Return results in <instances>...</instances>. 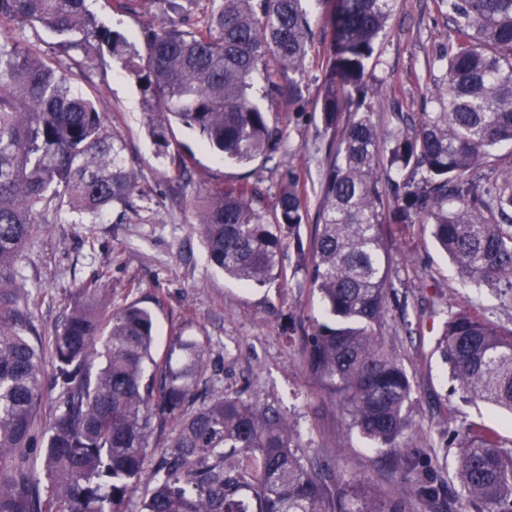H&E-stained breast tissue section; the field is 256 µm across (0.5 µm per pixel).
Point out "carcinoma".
<instances>
[{
  "instance_id": "obj_1",
  "label": "carcinoma",
  "mask_w": 512,
  "mask_h": 512,
  "mask_svg": "<svg viewBox=\"0 0 512 512\" xmlns=\"http://www.w3.org/2000/svg\"><path fill=\"white\" fill-rule=\"evenodd\" d=\"M305 2L212 0L191 23L178 0H117L125 12L167 16L142 28L141 52L98 22L86 0H0V512H411L415 499L451 504L445 483L409 478L407 455L391 466L400 488L393 499L361 479L336 480L328 463L298 453L278 406L245 388L224 391L196 339L175 337L156 360L153 311L137 302L110 310L100 282L76 290L48 338L33 321L38 297L17 285V258L47 214L125 211L137 189L84 63L60 66L26 30L41 26L67 37V51L120 62L142 91L160 152L169 153L177 121L224 159L248 165L280 148L253 89L263 80V97L281 93L268 74L271 57L283 72L305 67ZM440 3L448 50L435 61L444 75L431 107L385 130L365 107L379 90L368 68L397 0H338L317 101L330 142L311 260L299 237L309 211L291 172L271 219L247 183L215 187L197 216L211 263L244 285L276 277L294 238L332 317L311 336L308 365L333 381L348 425L379 448L400 447L412 392L379 332L391 284L385 228L428 224L472 287L512 283V169L493 179L482 173L496 148L512 143V0ZM345 112L353 118L338 141ZM439 348L467 395L512 411V328L461 310L444 322ZM463 440L454 479L471 512H512V449L478 423ZM152 444L160 453L147 469Z\"/></svg>"
}]
</instances>
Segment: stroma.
Returning a JSON list of instances; mask_svg holds the SVG:
<instances>
[{
  "instance_id": "obj_1",
  "label": "stroma",
  "mask_w": 512,
  "mask_h": 512,
  "mask_svg": "<svg viewBox=\"0 0 512 512\" xmlns=\"http://www.w3.org/2000/svg\"><path fill=\"white\" fill-rule=\"evenodd\" d=\"M335 5L336 0H312L306 67L280 74L282 93L265 103L282 136L274 161L265 164L224 160L204 148L197 132L176 123L171 139L189 160L188 172H179L148 134L135 80L111 57L89 59L100 107L137 176L134 208L120 224L111 216L94 224L48 218L17 261L18 284L39 294L34 322L47 334L64 319L76 287L92 279L109 287L111 309L132 302L153 309L156 359L165 357L173 337L196 338L209 359H223L225 391L245 384L250 394L278 403L300 431L305 457L327 461L337 479L358 477L382 489L391 452L350 429L333 385L308 369V341L325 312L295 248L285 251L280 276L244 287L209 262L196 229L199 205L211 189L243 178L257 190L259 206L273 210L286 168L297 174L309 209L317 208L327 140L319 134L316 101ZM86 7L133 43L144 25L164 20L155 12L120 11L114 0H86ZM447 45L448 24L437 0H398L370 65L374 80L383 85L369 98L381 128L394 126L396 113L420 111L423 96L442 76L429 63ZM388 253L392 294L382 334L399 354L412 386L405 441L414 476L453 473L463 432L473 422L494 428L512 448V414L467 398L438 348L444 322L461 310L512 328V288L469 287L437 249L426 224L392 232Z\"/></svg>"
}]
</instances>
